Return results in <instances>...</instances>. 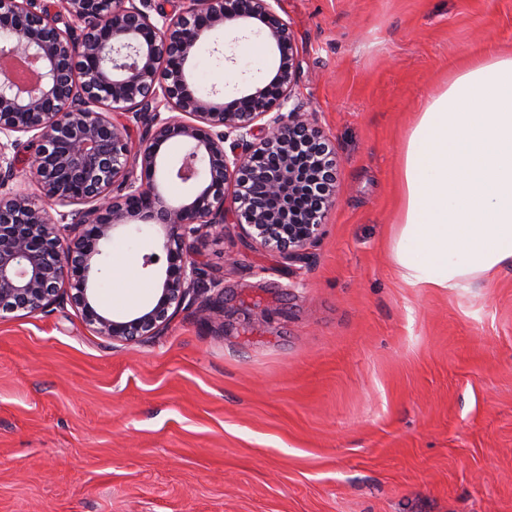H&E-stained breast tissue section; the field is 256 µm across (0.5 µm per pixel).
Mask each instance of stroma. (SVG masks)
Listing matches in <instances>:
<instances>
[{
  "instance_id": "35a3bbf8",
  "label": "stroma",
  "mask_w": 512,
  "mask_h": 512,
  "mask_svg": "<svg viewBox=\"0 0 512 512\" xmlns=\"http://www.w3.org/2000/svg\"><path fill=\"white\" fill-rule=\"evenodd\" d=\"M296 99L336 159L298 257L235 224L196 249L224 296L132 346L67 304L0 313V512H512V269L452 292L391 259L401 144L458 67L512 51V0H278ZM262 35L210 34L199 92L266 81ZM159 227L115 232L129 281Z\"/></svg>"
}]
</instances>
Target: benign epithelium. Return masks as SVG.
I'll use <instances>...</instances> for the list:
<instances>
[{
  "instance_id": "7a95c632",
  "label": "benign epithelium",
  "mask_w": 512,
  "mask_h": 512,
  "mask_svg": "<svg viewBox=\"0 0 512 512\" xmlns=\"http://www.w3.org/2000/svg\"><path fill=\"white\" fill-rule=\"evenodd\" d=\"M276 3L189 0L168 10L152 0H0V57L41 67L27 86L0 75L1 311L65 302L96 334L132 345L198 300L203 231L230 220L290 258L317 239L335 200L336 161L312 115L291 103L297 48ZM221 28L257 30L275 59L269 80L229 101L200 93L187 71ZM17 133L31 134L22 159ZM172 140L184 152L163 168ZM20 162L42 200L10 187ZM173 178L195 191L168 200L161 181ZM47 204L64 210L53 219ZM129 224L162 229L161 253L143 256L159 275L149 305L116 316L94 283L105 247Z\"/></svg>"
}]
</instances>
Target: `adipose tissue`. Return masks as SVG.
<instances>
[{"label":"adipose tissue","mask_w":512,"mask_h":512,"mask_svg":"<svg viewBox=\"0 0 512 512\" xmlns=\"http://www.w3.org/2000/svg\"><path fill=\"white\" fill-rule=\"evenodd\" d=\"M392 260L416 288L454 291L512 266V54L455 72L402 146Z\"/></svg>","instance_id":"1"}]
</instances>
